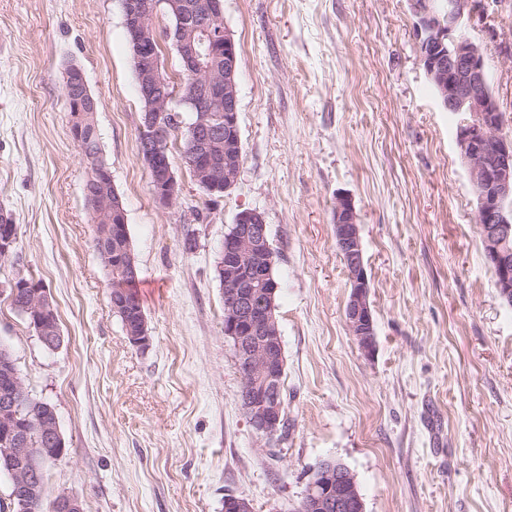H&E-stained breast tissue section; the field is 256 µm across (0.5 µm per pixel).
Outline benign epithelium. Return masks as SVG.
I'll return each mask as SVG.
<instances>
[{
    "instance_id": "obj_1",
    "label": "benign epithelium",
    "mask_w": 512,
    "mask_h": 512,
    "mask_svg": "<svg viewBox=\"0 0 512 512\" xmlns=\"http://www.w3.org/2000/svg\"><path fill=\"white\" fill-rule=\"evenodd\" d=\"M417 17L420 61L428 79L436 86L443 108L470 115L459 126L458 144L477 197L476 217L484 256L493 270L501 298L512 306V138L502 134L503 114L490 86L484 50L461 32L464 20L478 9V0H436L425 8L411 0ZM123 24L135 60L138 93L145 107L140 132L139 161L148 171L155 203L166 209L180 191L169 160L170 122L179 121L180 111L191 114L186 125V144L196 182L211 196H223L238 182L242 165L237 75L239 56L232 33L218 30L223 40L205 38L213 25L224 23L217 0H121ZM167 14L173 26L165 29L180 57L182 81L190 91L181 93L162 67L157 50L160 33L154 23L158 12ZM224 53V76L206 73L209 61ZM224 107V117L213 115ZM97 102L85 76H80L77 106L69 114L70 132L77 143L92 123ZM224 145V163L212 148ZM121 201H112V223L95 226L100 240L128 237ZM15 224L0 225V257H14ZM336 246L345 257L350 296L345 309L347 327L361 351L374 347V320L368 292L369 280L363 261L359 215L352 199L336 196L334 208ZM224 338L235 353L245 385L243 409L256 433L272 441L283 423L281 402L285 360L275 316L278 283L272 275L274 253L268 242V225L262 212L243 209L224 234ZM13 289L25 295L21 306L30 327L50 349L63 342L55 319V307L44 286L24 275L23 268L10 280ZM128 341L138 348L150 345L146 319L128 327ZM25 383L15 361L0 351V465L12 482V498L25 507L44 495V464L64 455L57 416L50 410L36 422L42 448L29 447L28 422L19 419ZM51 512H84L75 492L63 491L49 504ZM302 512H365L351 471L333 459L318 464L300 501ZM224 512H252L243 495L224 497Z\"/></svg>"
}]
</instances>
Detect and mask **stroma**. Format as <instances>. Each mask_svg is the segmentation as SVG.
<instances>
[{"instance_id": "stroma-1", "label": "stroma", "mask_w": 512, "mask_h": 512, "mask_svg": "<svg viewBox=\"0 0 512 512\" xmlns=\"http://www.w3.org/2000/svg\"><path fill=\"white\" fill-rule=\"evenodd\" d=\"M465 28L485 52L512 137V0ZM411 0H224L239 54L238 182L195 181L181 134L176 202L138 160L142 103L120 0H0V210L16 266L40 280L64 338L45 348L0 295V344L50 402L65 455L45 497L84 512H294L325 459L355 475L365 512H512V306L500 297L446 111L420 62ZM100 103L103 158L124 203L151 342L133 347L92 247L88 170L69 132L64 69ZM360 216L375 349L345 321L337 196ZM244 208L277 252L286 429L264 442L241 407L217 265Z\"/></svg>"}]
</instances>
